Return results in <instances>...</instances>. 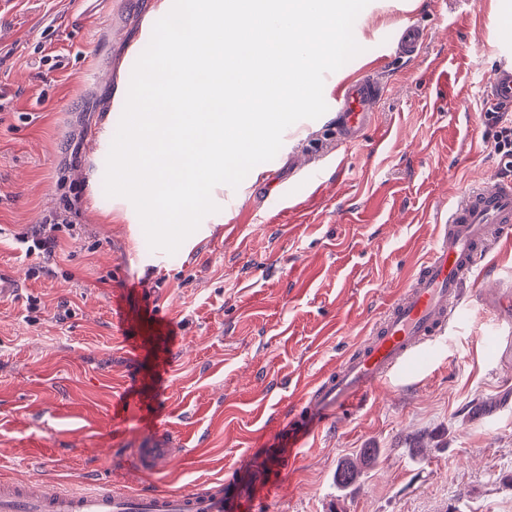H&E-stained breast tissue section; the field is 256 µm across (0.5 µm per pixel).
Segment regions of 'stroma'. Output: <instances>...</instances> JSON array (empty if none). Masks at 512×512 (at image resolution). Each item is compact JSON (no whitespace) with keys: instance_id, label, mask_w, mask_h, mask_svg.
<instances>
[{"instance_id":"obj_1","label":"stroma","mask_w":512,"mask_h":512,"mask_svg":"<svg viewBox=\"0 0 512 512\" xmlns=\"http://www.w3.org/2000/svg\"><path fill=\"white\" fill-rule=\"evenodd\" d=\"M151 0H0V268L23 284L0 298V480L62 486L116 479L180 490L223 478L273 444L279 413L335 365L404 288L431 246L437 211L501 169L486 87L512 0H370L353 34L385 92L371 130L332 139L329 115L283 135L263 180L225 188L213 235L169 254L106 219V151L93 144L116 78L148 46ZM418 25L420 52L384 56ZM292 196L282 203V192ZM72 225L51 261L15 238L46 219ZM512 286V244L472 273ZM466 317L420 373L393 379L315 433L261 512H512V338H481L494 313L465 293ZM138 394L180 454L131 474L139 422L112 410ZM360 461L352 486L336 482Z\"/></svg>"}]
</instances>
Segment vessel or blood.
Wrapping results in <instances>:
<instances>
[{"label": "vessel or blood", "mask_w": 512, "mask_h": 512, "mask_svg": "<svg viewBox=\"0 0 512 512\" xmlns=\"http://www.w3.org/2000/svg\"><path fill=\"white\" fill-rule=\"evenodd\" d=\"M421 28L405 26L390 45L391 53L417 54ZM384 91L372 73L343 82L336 94V135L359 138L372 124L374 108ZM489 104L512 109V59L499 65L487 92ZM503 240L512 241V178L501 176L460 193L443 217L427 257L411 272L407 287L366 329L364 336L314 383L284 414L279 454L270 458L246 454L223 479L183 490L126 492L117 486L62 487L34 475L22 482H0V512H252L266 500L289 471L295 451L320 428L332 425L341 408L358 405L389 378L425 362L431 348L446 335L463 310V293L486 295L484 284L472 281L479 256ZM136 475L165 469L176 451L159 428L141 427Z\"/></svg>", "instance_id": "obj_1"}]
</instances>
